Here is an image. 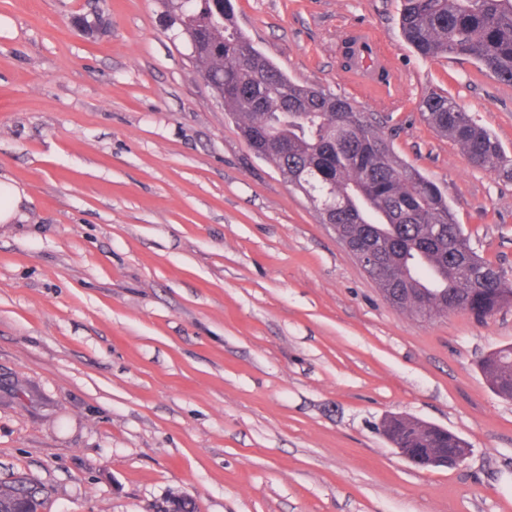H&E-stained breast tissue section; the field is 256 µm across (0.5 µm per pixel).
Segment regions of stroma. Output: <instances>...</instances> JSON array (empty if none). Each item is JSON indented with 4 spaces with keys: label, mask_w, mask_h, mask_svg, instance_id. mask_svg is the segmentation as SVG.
Returning a JSON list of instances; mask_svg holds the SVG:
<instances>
[{
    "label": "stroma",
    "mask_w": 512,
    "mask_h": 512,
    "mask_svg": "<svg viewBox=\"0 0 512 512\" xmlns=\"http://www.w3.org/2000/svg\"><path fill=\"white\" fill-rule=\"evenodd\" d=\"M401 0H235L293 80L346 91L337 44L386 41L389 93L357 99L394 152L443 187L472 247L512 279V180L422 119L444 91L512 158V85L423 59ZM104 13L98 39L79 15ZM170 0H0V178L26 218L0 224V484L43 512H512V401L479 359L484 322L390 305L197 74ZM469 445L422 470L384 415ZM42 490L17 480L12 485L0 486V512H25L29 506L36 512L43 506Z\"/></svg>",
    "instance_id": "35a3bbf8"
}]
</instances>
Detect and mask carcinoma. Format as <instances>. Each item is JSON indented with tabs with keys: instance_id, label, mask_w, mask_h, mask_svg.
<instances>
[{
	"instance_id": "cac0c4a2",
	"label": "carcinoma",
	"mask_w": 512,
	"mask_h": 512,
	"mask_svg": "<svg viewBox=\"0 0 512 512\" xmlns=\"http://www.w3.org/2000/svg\"><path fill=\"white\" fill-rule=\"evenodd\" d=\"M182 29L195 67L238 121L249 148L271 161L349 238L351 252L371 253L365 269L396 307L420 317L465 312L482 320L512 305V280L481 258L456 223L442 189L398 160L375 122L344 94L300 85L237 28L233 0H194ZM404 40L424 59L473 60L512 84V0H403ZM423 120L460 147L471 164L512 179L499 141L452 99L435 93L419 104ZM491 389L512 400V346L480 360ZM383 433L406 448H459L464 440L417 419L393 415ZM43 506L42 490L17 480L0 486V512ZM153 512H195L185 495H168Z\"/></svg>"
}]
</instances>
